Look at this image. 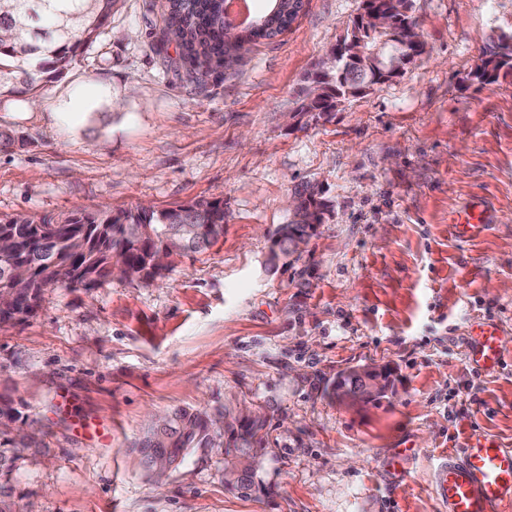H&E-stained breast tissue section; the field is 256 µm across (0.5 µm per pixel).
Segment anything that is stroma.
<instances>
[{
    "label": "stroma",
    "mask_w": 512,
    "mask_h": 512,
    "mask_svg": "<svg viewBox=\"0 0 512 512\" xmlns=\"http://www.w3.org/2000/svg\"><path fill=\"white\" fill-rule=\"evenodd\" d=\"M411 3L425 54L318 121L289 114L362 0H302L228 71L182 60L166 0H120L62 76L0 95V218L224 201L223 237L162 279L49 287L0 327V396L43 444L16 474L17 512H442L438 457L475 434L512 448V73L473 76L512 0ZM309 184L323 224L265 271ZM477 205L487 230L458 238ZM489 320L506 333L493 373L466 356ZM367 365L390 370L385 397L328 396ZM227 399L268 417L251 491L225 487L217 449L144 473L150 416Z\"/></svg>",
    "instance_id": "1"
}]
</instances>
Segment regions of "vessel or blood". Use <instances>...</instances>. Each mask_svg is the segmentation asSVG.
I'll return each instance as SVG.
<instances>
[{"label":"vessel or blood","mask_w":512,"mask_h":512,"mask_svg":"<svg viewBox=\"0 0 512 512\" xmlns=\"http://www.w3.org/2000/svg\"><path fill=\"white\" fill-rule=\"evenodd\" d=\"M254 19L251 0H224L226 26L241 30ZM504 341L501 326L478 323L469 336V363L497 370ZM434 490L447 512H512V448L488 436L475 438L438 464Z\"/></svg>","instance_id":"1"}]
</instances>
